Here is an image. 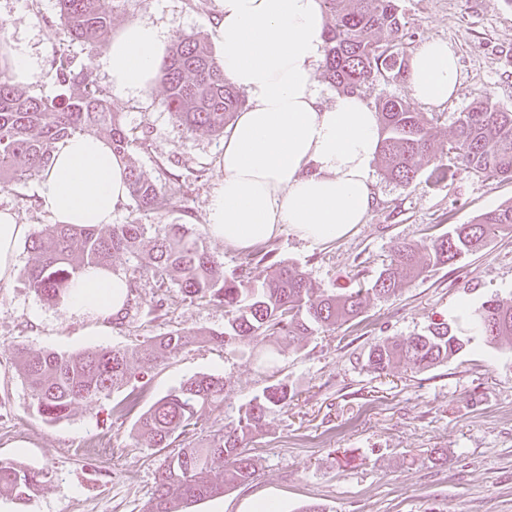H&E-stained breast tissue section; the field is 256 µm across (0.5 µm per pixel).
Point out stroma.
I'll return each instance as SVG.
<instances>
[{
	"label": "stroma",
	"instance_id": "stroma-1",
	"mask_svg": "<svg viewBox=\"0 0 512 512\" xmlns=\"http://www.w3.org/2000/svg\"><path fill=\"white\" fill-rule=\"evenodd\" d=\"M101 6L112 15L113 32L148 20L169 37L194 32L208 42L219 14L217 0H101ZM399 13L406 53L428 40L447 43L458 64L455 92L441 105L416 102L403 76L373 82L362 94L372 105L392 96L412 101L416 111L435 113V148L444 156L458 115L475 101L487 97L512 110V0H399ZM15 43L44 61L27 84L33 96L54 94L58 48L109 92L96 55L65 42L57 0H0V47ZM164 98L157 84L145 94L111 95L110 101L135 135L131 154L141 169L159 188L179 182L181 192L148 215L127 202L115 221L189 225L225 274L239 272L252 251L225 247L204 221L224 137L187 132ZM37 187L33 178L0 190V209L14 211L22 224L50 223L37 204ZM374 191L364 223L346 237L315 246L285 232L264 243V250L336 293L350 287L355 273L376 275L401 245L425 248L453 225L511 202L512 180L437 172L425 162L407 185L376 173ZM168 293L151 278L138 280V314L120 326L46 303L18 283L0 288V460L50 475L28 503L0 498V512H141L166 453L137 437L138 415L203 373L223 378L224 405L199 413L200 435L223 428L266 386L284 383L295 397L248 442L246 452L257 463L253 480L192 503L187 512H254L266 500L278 512L314 504L325 512H512V345L490 346L460 322L456 328L468 343L446 364L422 372L395 366L381 374L363 365L369 345L380 338L423 333L433 322L452 319L462 304L476 307L495 295L512 299V233L413 280L396 297L370 300L351 323L280 343L275 366L267 371L257 369L252 342L190 345L143 370L133 354L143 338L224 326V306L213 301L179 300L151 312ZM16 344L66 354L126 349L137 377L108 397L76 405L68 419L49 423L36 414L18 373Z\"/></svg>",
	"mask_w": 512,
	"mask_h": 512
}]
</instances>
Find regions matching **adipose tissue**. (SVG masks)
<instances>
[{"label": "adipose tissue", "mask_w": 512, "mask_h": 512, "mask_svg": "<svg viewBox=\"0 0 512 512\" xmlns=\"http://www.w3.org/2000/svg\"><path fill=\"white\" fill-rule=\"evenodd\" d=\"M218 7L216 57L248 102L224 131L220 175L206 209L210 235L238 250L285 231L315 245L347 236L373 205L381 134L378 114L361 94L322 98L315 79L327 38L322 0H218ZM168 41L151 22L125 25L100 58L113 94L152 88ZM456 80L447 43L427 41L415 50L408 81L417 101H447ZM52 157L37 195L54 223H112L129 191L109 140L76 134L59 141ZM32 231L0 210L1 288L11 286L18 246ZM128 290L121 270L88 267L63 303L107 320L122 309Z\"/></svg>", "instance_id": "obj_1"}]
</instances>
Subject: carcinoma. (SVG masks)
Returning a JSON list of instances; mask_svg holds the SVG:
<instances>
[{
	"mask_svg": "<svg viewBox=\"0 0 512 512\" xmlns=\"http://www.w3.org/2000/svg\"><path fill=\"white\" fill-rule=\"evenodd\" d=\"M66 36L89 51L106 46L103 36L112 16L99 0H58ZM327 41L323 68L345 93L362 90L381 78L404 73L400 46L404 37L398 0H323ZM387 33L384 40L379 34ZM57 94L32 96L0 70V189L38 176L52 160L54 145L75 134L109 133L112 150L126 165L129 196L137 210L158 211L165 195L130 154L134 142L108 98L86 81L74 58L54 51ZM166 106L187 131L220 134L244 100L224 79V71L207 43L194 33L177 36L160 70ZM380 154L385 176L411 183L420 162L436 158L433 119L415 111L401 98L378 101ZM448 161L457 170L486 177L512 179V111L481 100L457 117ZM512 231V202L475 217L435 237L420 252L401 246L395 258L370 281H357L344 293H331L309 280L294 263L271 261L261 279L217 271L214 259L185 224H166L155 233L147 256L141 245L144 224H47L31 237L34 262L23 274V285L49 304L63 301L68 287L87 266H110L117 253L128 256L129 287L150 275L159 286L172 284L181 297L224 304V330L180 329L150 337L139 344L143 364L154 366L191 343L229 346L250 340L268 347L256 358L268 369L276 361L273 345L310 336L317 328L331 329L353 321L373 298L396 296L412 280L435 267L454 264L483 249L500 233ZM490 344L512 342V299L489 298L473 310L463 309ZM467 341L447 322L432 323L414 336H387L370 346L365 367L383 373L395 364L421 372L448 362ZM17 366L27 383L35 412L48 422L67 419L79 403L93 402L128 384L133 376L128 353L121 348L91 349L78 354L17 347ZM294 394L272 384L239 408L224 428L188 440L165 457L157 488L143 512H181V507L221 495L251 481L256 462L245 454L246 441L262 431L271 416L288 407ZM224 404V379L197 375L157 399L136 422L137 436L152 448H166L187 435L197 413ZM47 482V473L14 461H0V495L26 503Z\"/></svg>",
	"mask_w": 512,
	"mask_h": 512,
	"instance_id": "cac0c4a2",
	"label": "carcinoma"
}]
</instances>
